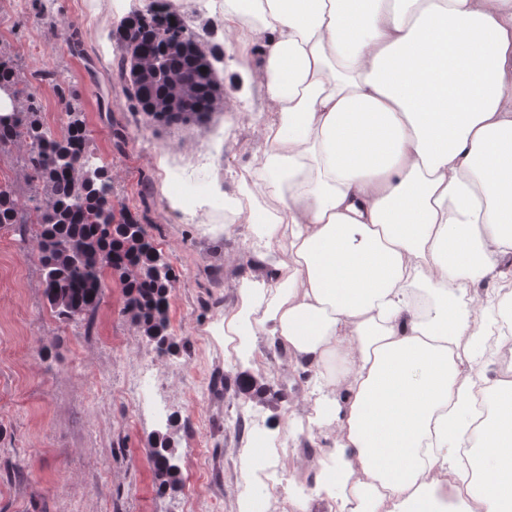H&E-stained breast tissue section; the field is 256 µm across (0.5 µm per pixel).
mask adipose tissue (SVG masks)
Wrapping results in <instances>:
<instances>
[{
    "instance_id": "adipose-tissue-1",
    "label": "adipose tissue",
    "mask_w": 512,
    "mask_h": 512,
    "mask_svg": "<svg viewBox=\"0 0 512 512\" xmlns=\"http://www.w3.org/2000/svg\"><path fill=\"white\" fill-rule=\"evenodd\" d=\"M224 30L262 77L243 185L274 207L218 332L313 372L330 441L291 512H512V377L468 292L512 281V0H225Z\"/></svg>"
}]
</instances>
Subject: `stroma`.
<instances>
[{
    "label": "stroma",
    "mask_w": 512,
    "mask_h": 512,
    "mask_svg": "<svg viewBox=\"0 0 512 512\" xmlns=\"http://www.w3.org/2000/svg\"><path fill=\"white\" fill-rule=\"evenodd\" d=\"M143 7L97 0L96 26L85 0H25L18 12L0 0V48L18 57L47 127L60 124L58 88L71 91L93 155L110 164L115 206L143 224L173 269L168 331L196 344L159 356L124 314L115 283L92 319L60 322L43 296L36 249L21 242L18 226L0 227V512H239L241 456L276 420L300 430L283 453L282 495L310 492L322 457L308 441L312 373L293 371L270 336H257L247 360L226 356L223 338L211 333L255 261L252 225L243 217L228 226L206 205L186 211L172 203L175 178L218 189L221 202L240 200L239 178L264 138L260 74L237 68L224 0H210L194 26L220 46L223 111L201 125L170 126L134 111L112 32ZM105 337L111 347L101 346ZM145 372L153 385L142 397L90 401L93 378L108 376L117 389ZM240 372L264 393L238 392ZM214 375L226 377L224 393L209 392ZM158 434L175 442L179 479L162 496L151 458Z\"/></svg>",
    "instance_id": "obj_1"
}]
</instances>
